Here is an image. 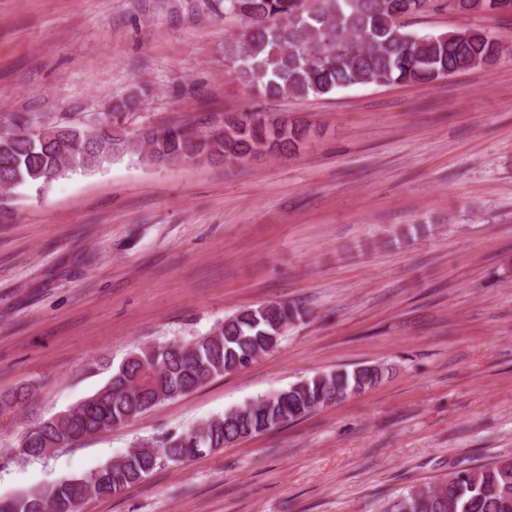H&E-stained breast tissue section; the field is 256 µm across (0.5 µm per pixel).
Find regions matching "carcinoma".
Here are the masks:
<instances>
[{"label": "carcinoma", "mask_w": 512, "mask_h": 512, "mask_svg": "<svg viewBox=\"0 0 512 512\" xmlns=\"http://www.w3.org/2000/svg\"><path fill=\"white\" fill-rule=\"evenodd\" d=\"M224 16L240 21V30L224 41V62L238 79L266 98L323 95L355 85H425L458 71L489 67L501 54L486 31L471 30L465 40L449 33L417 35L407 41L394 36L403 29L391 24V12L423 2L437 9L448 0H322V6L300 11L299 0H222ZM301 16L294 22L290 16ZM138 97L115 102L102 113L114 124L134 109ZM38 125L27 114L16 121L9 138L0 136V198L19 187L41 191L71 172L91 171L112 162L118 152L145 158L159 166L174 154L197 163L219 156L229 164L255 155L279 156L298 149L305 127L286 116L251 121L228 117L224 138L213 139L190 128L143 131L135 140L101 138L88 145L57 136L41 143L26 131ZM300 317L297 308L269 303L240 310L224 323L190 342L142 347L139 359L122 361L93 394L25 432L18 457H39L47 446L69 448L83 436L119 428L155 406L194 391L207 381L248 366L273 350L270 335ZM385 374L380 365L316 373L264 399L258 398L202 422L207 447L254 436L299 420L350 393L374 386ZM28 399V390L0 393V415ZM193 426L88 474L75 475L0 499V512H79L86 498L120 496L143 482L163 463L183 464L196 457ZM384 512H512V458L462 469L426 489L397 497Z\"/></svg>", "instance_id": "1"}]
</instances>
